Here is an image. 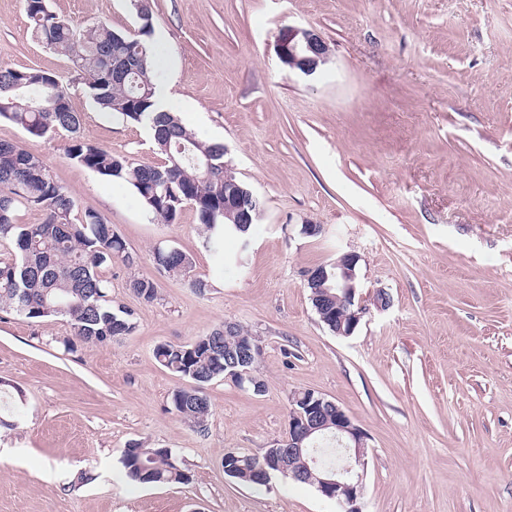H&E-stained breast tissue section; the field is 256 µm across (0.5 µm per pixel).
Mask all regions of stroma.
Masks as SVG:
<instances>
[{
  "mask_svg": "<svg viewBox=\"0 0 512 512\" xmlns=\"http://www.w3.org/2000/svg\"><path fill=\"white\" fill-rule=\"evenodd\" d=\"M200 139L220 141L262 203L245 271L204 249L197 216L156 219L126 183L65 156L64 134L0 119V141L38 155L119 234L113 306L134 332L106 344L65 319L0 311V512H338L315 486L246 484L230 452L262 455L312 389L366 435L362 512H512V0H149ZM83 28L137 33L131 0H48ZM331 49L307 76L276 51L282 28ZM0 67L58 76L81 135L159 163L145 124L100 109L72 63L35 41L26 0H0ZM320 225L310 236L303 225ZM158 246L192 259L172 277ZM356 254L362 293L385 292L354 334L321 323L309 269ZM153 280L155 300L130 287ZM204 281L205 289L195 288ZM232 323L256 336L264 388H204L205 427L171 405L188 387L154 351ZM166 448L185 484H133L131 445Z\"/></svg>",
  "mask_w": 512,
  "mask_h": 512,
  "instance_id": "stroma-1",
  "label": "stroma"
}]
</instances>
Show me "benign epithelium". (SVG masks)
<instances>
[{
	"instance_id": "7a95c632",
	"label": "benign epithelium",
	"mask_w": 512,
	"mask_h": 512,
	"mask_svg": "<svg viewBox=\"0 0 512 512\" xmlns=\"http://www.w3.org/2000/svg\"><path fill=\"white\" fill-rule=\"evenodd\" d=\"M276 47L281 61L291 62L292 69L305 75L314 74L319 62L327 61L329 56L327 42L308 29L290 26L282 29ZM224 209L237 211L239 223H252L243 202L236 196L229 195L224 199ZM357 262V255L346 253L330 263L336 269V302L346 307L345 314L334 320L324 316L337 336L353 335L369 312V305L380 308L388 305V298L380 292L369 297L359 292L355 272ZM255 346L256 343L248 338L241 342L238 357L229 362L224 378L236 379L242 384H258L250 370ZM294 403L301 409L289 419L288 436L281 442L288 452L300 458V468L291 477L312 483L324 497L335 501L341 512H362L359 501L364 491L365 434L339 405L313 390L301 391L295 396ZM328 435L335 437L341 446V462L334 467L321 465L315 449L311 448V443Z\"/></svg>"
}]
</instances>
